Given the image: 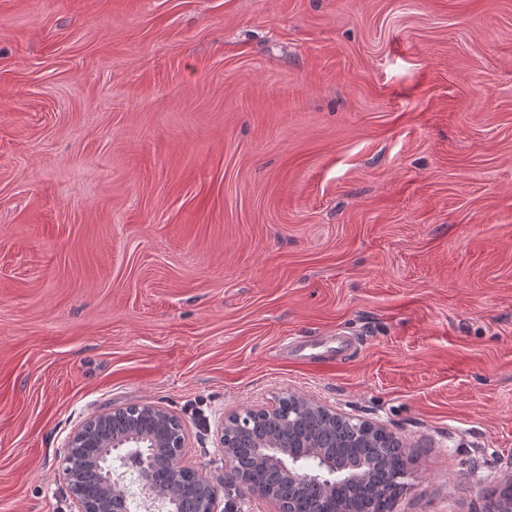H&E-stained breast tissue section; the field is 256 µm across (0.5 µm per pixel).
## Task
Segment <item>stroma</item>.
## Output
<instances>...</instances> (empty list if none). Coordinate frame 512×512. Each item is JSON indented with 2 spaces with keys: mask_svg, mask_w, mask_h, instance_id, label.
<instances>
[{
  "mask_svg": "<svg viewBox=\"0 0 512 512\" xmlns=\"http://www.w3.org/2000/svg\"><path fill=\"white\" fill-rule=\"evenodd\" d=\"M295 394L512 473V0H0V512H75L92 416Z\"/></svg>",
  "mask_w": 512,
  "mask_h": 512,
  "instance_id": "1",
  "label": "stroma"
}]
</instances>
